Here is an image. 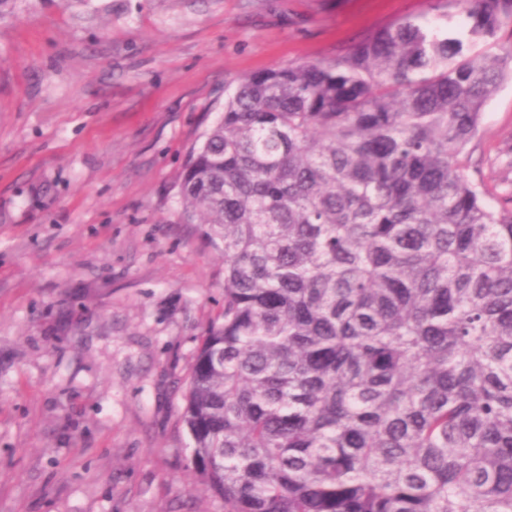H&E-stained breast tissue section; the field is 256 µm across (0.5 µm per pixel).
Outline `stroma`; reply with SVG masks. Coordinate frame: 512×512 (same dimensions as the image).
I'll use <instances>...</instances> for the list:
<instances>
[{
  "label": "stroma",
  "mask_w": 512,
  "mask_h": 512,
  "mask_svg": "<svg viewBox=\"0 0 512 512\" xmlns=\"http://www.w3.org/2000/svg\"><path fill=\"white\" fill-rule=\"evenodd\" d=\"M430 0H15L0 17V512H224L179 417L224 262L180 218L232 79ZM512 188V79L468 147Z\"/></svg>",
  "instance_id": "35a3bbf8"
}]
</instances>
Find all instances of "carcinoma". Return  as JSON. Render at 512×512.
<instances>
[{"instance_id":"carcinoma-1","label":"carcinoma","mask_w":512,"mask_h":512,"mask_svg":"<svg viewBox=\"0 0 512 512\" xmlns=\"http://www.w3.org/2000/svg\"><path fill=\"white\" fill-rule=\"evenodd\" d=\"M236 78L180 216L224 259L180 422L224 512H512V197L467 173L512 0Z\"/></svg>"}]
</instances>
